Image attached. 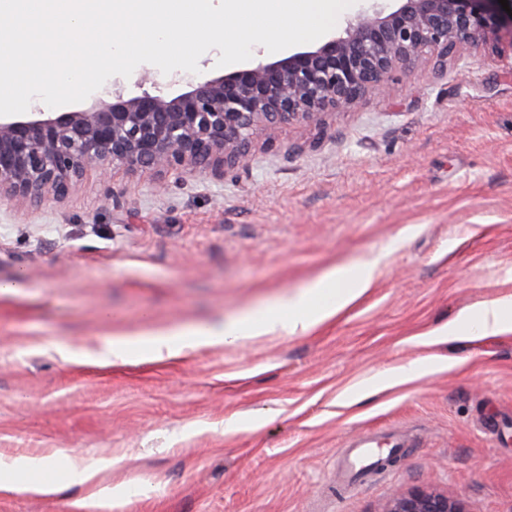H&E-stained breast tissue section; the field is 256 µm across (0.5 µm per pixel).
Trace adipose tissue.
<instances>
[{
	"label": "adipose tissue",
	"instance_id": "obj_1",
	"mask_svg": "<svg viewBox=\"0 0 512 512\" xmlns=\"http://www.w3.org/2000/svg\"><path fill=\"white\" fill-rule=\"evenodd\" d=\"M374 265L362 262L331 270L323 281L307 288L295 298H280L264 316L246 313L206 325H188L151 331L138 337L114 335L98 352L100 359H125L132 348L147 355L179 352L184 346L204 342L220 345L248 336L279 332L294 335L335 316L354 301L370 283ZM470 331L473 338L496 336L512 330V303L493 301L451 321L442 330L451 337Z\"/></svg>",
	"mask_w": 512,
	"mask_h": 512
}]
</instances>
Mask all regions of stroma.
<instances>
[{"label": "stroma", "instance_id": "35a3bbf8", "mask_svg": "<svg viewBox=\"0 0 512 512\" xmlns=\"http://www.w3.org/2000/svg\"><path fill=\"white\" fill-rule=\"evenodd\" d=\"M145 73L180 93L144 63L82 108ZM364 260L368 288L296 335L94 356L108 335L259 310ZM13 279L27 288L0 296V456L62 464L51 493L0 469V512H387L418 489L512 512V330L441 334L512 301V53L395 72L322 126L263 131L218 175L119 168L38 209L2 200ZM365 433L389 460L347 480ZM73 464L91 480L70 483Z\"/></svg>", "mask_w": 512, "mask_h": 512}]
</instances>
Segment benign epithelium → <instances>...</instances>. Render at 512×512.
<instances>
[{
    "label": "benign epithelium",
    "instance_id": "1",
    "mask_svg": "<svg viewBox=\"0 0 512 512\" xmlns=\"http://www.w3.org/2000/svg\"><path fill=\"white\" fill-rule=\"evenodd\" d=\"M493 40L512 52V17L498 0H363L340 32L316 46L166 96L147 89L91 110L0 116V197L33 208L74 192L89 172L160 174L191 166L240 165L262 131L355 108L392 74L440 71L468 48ZM387 512H463L445 495L415 491Z\"/></svg>",
    "mask_w": 512,
    "mask_h": 512
}]
</instances>
